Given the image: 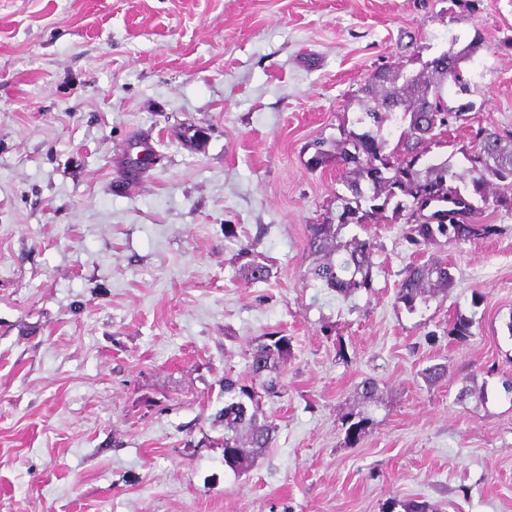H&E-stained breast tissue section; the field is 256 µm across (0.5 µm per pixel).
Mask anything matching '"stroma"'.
<instances>
[{"label": "stroma", "mask_w": 512, "mask_h": 512, "mask_svg": "<svg viewBox=\"0 0 512 512\" xmlns=\"http://www.w3.org/2000/svg\"><path fill=\"white\" fill-rule=\"evenodd\" d=\"M453 41L474 53L448 105L473 109L432 153L461 167L478 128L512 130V0H0V512H512V210L422 253L370 225L369 293L303 278L343 189L310 142L355 121L378 67ZM136 138L155 162L129 184ZM244 244L269 282L240 276ZM432 258L455 285L408 313L398 274ZM457 314L467 342L428 339ZM275 331L274 441L236 473L223 381ZM369 422L370 418L361 413L349 414L345 418V426L349 424L345 431L346 443L353 447L360 445L366 436Z\"/></svg>", "instance_id": "obj_1"}]
</instances>
